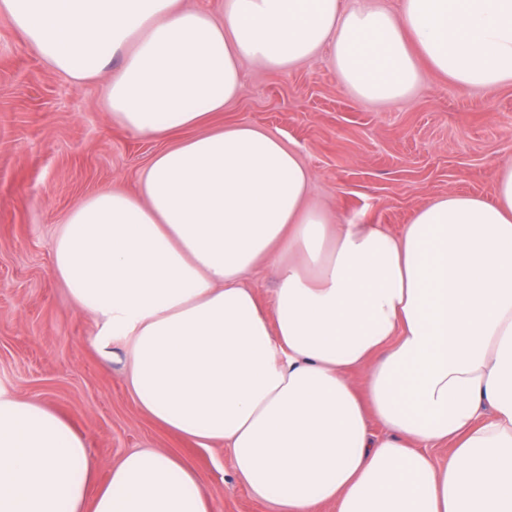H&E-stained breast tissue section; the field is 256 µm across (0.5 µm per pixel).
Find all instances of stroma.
<instances>
[{"label":"stroma","mask_w":512,"mask_h":512,"mask_svg":"<svg viewBox=\"0 0 512 512\" xmlns=\"http://www.w3.org/2000/svg\"><path fill=\"white\" fill-rule=\"evenodd\" d=\"M390 106L358 98L327 55L285 72L246 67L237 100L213 124L277 133L310 171L311 202L338 222L401 234L417 208L451 192L493 200V169L512 158V87L461 88L429 67ZM104 70L80 84L44 64L0 17V388L40 401L85 434L98 478L134 448H164L203 477L219 512H270L236 484L223 442L202 447L138 407L126 347L103 360L98 325L53 272L70 208L101 188H134L164 141L112 121Z\"/></svg>","instance_id":"35a3bbf8"}]
</instances>
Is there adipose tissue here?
I'll list each match as a JSON object with an SVG mask.
<instances>
[{"label":"adipose tissue","instance_id":"obj_1","mask_svg":"<svg viewBox=\"0 0 512 512\" xmlns=\"http://www.w3.org/2000/svg\"><path fill=\"white\" fill-rule=\"evenodd\" d=\"M50 67L82 82L121 57L112 119L173 137L136 189L77 203L54 273L128 342L126 383L170 432L229 449L273 512H512V161L495 199L451 192L401 235L334 223L272 131L209 128L245 65L330 49L343 84L395 103L419 63L456 85L512 86V0H0ZM191 137H183L186 129ZM276 272L272 311L249 274ZM449 448L447 459L437 448ZM0 512H217L200 474L134 449L95 482L83 434L0 389Z\"/></svg>","mask_w":512,"mask_h":512}]
</instances>
